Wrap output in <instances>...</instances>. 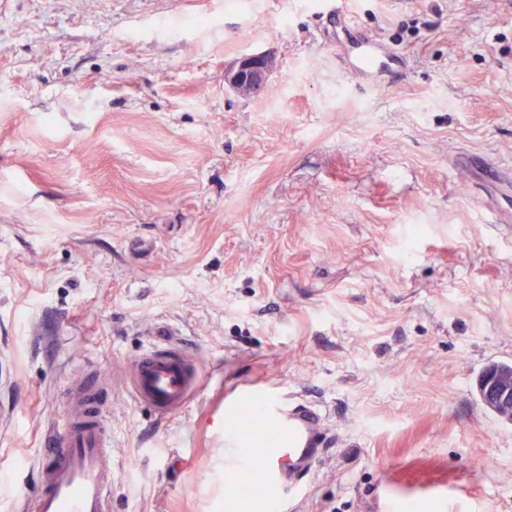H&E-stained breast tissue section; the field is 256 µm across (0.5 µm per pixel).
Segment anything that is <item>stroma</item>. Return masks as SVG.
Listing matches in <instances>:
<instances>
[{
	"mask_svg": "<svg viewBox=\"0 0 512 512\" xmlns=\"http://www.w3.org/2000/svg\"><path fill=\"white\" fill-rule=\"evenodd\" d=\"M6 0L0 8V512L44 435L104 385L112 512L236 499L204 421L256 376L331 444L285 512H512V424L477 400L512 362V0ZM396 57L366 80L361 38ZM268 52L244 99L224 64ZM149 244L147 257L130 251ZM203 379L177 413L129 364L157 329Z\"/></svg>",
	"mask_w": 512,
	"mask_h": 512,
	"instance_id": "35a3bbf8",
	"label": "stroma"
}]
</instances>
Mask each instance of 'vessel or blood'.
Returning <instances> with one entry per match:
<instances>
[{"label":"vessel or blood","instance_id":"vessel-or-blood-1","mask_svg":"<svg viewBox=\"0 0 512 512\" xmlns=\"http://www.w3.org/2000/svg\"><path fill=\"white\" fill-rule=\"evenodd\" d=\"M389 59V52L366 39L352 67L376 75L387 70ZM130 381L139 402L167 415L180 410L198 389L201 374L196 361L181 349L154 347L135 360ZM66 403L68 419L47 440L37 470L35 512H112L115 475L99 391L85 385L69 393ZM242 409L255 410L268 430L255 440L259 452L254 456L244 453V435L226 426V415ZM206 428L224 442L227 474L239 480L258 478L265 489L281 496L299 490L330 443L313 403L293 399L263 378L225 389L224 402L208 416Z\"/></svg>","mask_w":512,"mask_h":512}]
</instances>
